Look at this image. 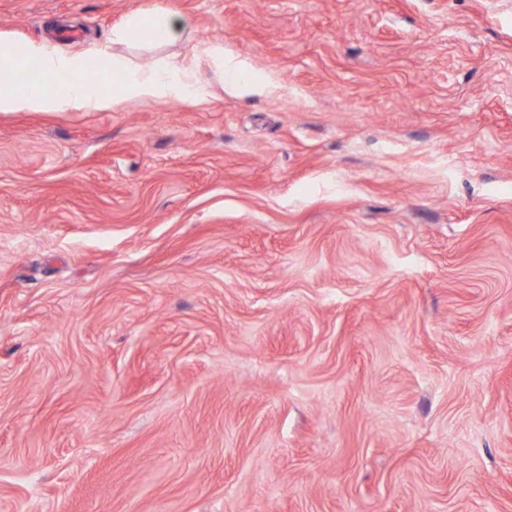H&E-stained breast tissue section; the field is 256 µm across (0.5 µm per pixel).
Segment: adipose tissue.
Returning <instances> with one entry per match:
<instances>
[{
	"instance_id": "adipose-tissue-1",
	"label": "adipose tissue",
	"mask_w": 512,
	"mask_h": 512,
	"mask_svg": "<svg viewBox=\"0 0 512 512\" xmlns=\"http://www.w3.org/2000/svg\"><path fill=\"white\" fill-rule=\"evenodd\" d=\"M184 26V21L157 4L113 30L112 39L138 41L150 28L156 32L158 41L165 42L176 38ZM32 59L38 61L45 74H67L68 85L62 90L47 87L31 94L0 84V112H114L132 98L193 100L199 96L194 74L197 59L140 68L112 55L105 46L70 54L46 40L17 44L0 39V70L21 68ZM91 59L98 63L101 80L86 77L87 62ZM113 71L125 75L124 82L114 88L105 80L106 74Z\"/></svg>"
}]
</instances>
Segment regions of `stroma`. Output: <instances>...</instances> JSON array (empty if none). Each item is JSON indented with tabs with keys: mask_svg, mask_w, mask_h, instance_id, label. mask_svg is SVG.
Instances as JSON below:
<instances>
[{
	"mask_svg": "<svg viewBox=\"0 0 512 512\" xmlns=\"http://www.w3.org/2000/svg\"><path fill=\"white\" fill-rule=\"evenodd\" d=\"M0 0L200 101L0 112V512H512V0ZM185 22L178 19L160 4H155L150 10L130 17L126 23L112 31L113 42L144 40L149 42H165L176 38ZM153 29L157 33L155 39L145 38V30Z\"/></svg>",
	"mask_w": 512,
	"mask_h": 512,
	"instance_id": "35a3bbf8",
	"label": "stroma"
}]
</instances>
